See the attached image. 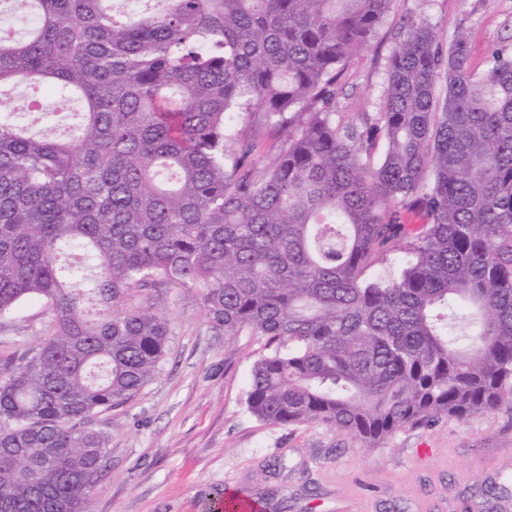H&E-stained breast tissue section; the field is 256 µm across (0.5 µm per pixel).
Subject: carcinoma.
Returning <instances> with one entry per match:
<instances>
[{"instance_id": "carcinoma-1", "label": "carcinoma", "mask_w": 512, "mask_h": 512, "mask_svg": "<svg viewBox=\"0 0 512 512\" xmlns=\"http://www.w3.org/2000/svg\"><path fill=\"white\" fill-rule=\"evenodd\" d=\"M111 2L0 0V96L27 90L0 99V318L53 312L0 360V512H89L92 417L167 354L156 281L265 339L259 421L375 446L512 403V43L478 72L413 22L379 110L338 121L391 0ZM51 332L50 304L44 299L28 300L10 316L0 319V356L17 358Z\"/></svg>"}]
</instances>
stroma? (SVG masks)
<instances>
[{"instance_id": "35a3bbf8", "label": "stroma", "mask_w": 512, "mask_h": 512, "mask_svg": "<svg viewBox=\"0 0 512 512\" xmlns=\"http://www.w3.org/2000/svg\"><path fill=\"white\" fill-rule=\"evenodd\" d=\"M415 20L445 43L464 32L478 69L512 36V0H392L336 90L337 116L377 110L385 59ZM147 295L169 321L167 355L136 396L91 421L108 436L91 512H201L218 489L249 490L267 512H512V404L406 428L375 448L318 423H263L245 406L263 340L213 328L197 290L159 282ZM51 332L50 304L26 301L0 319V357Z\"/></svg>"}]
</instances>
